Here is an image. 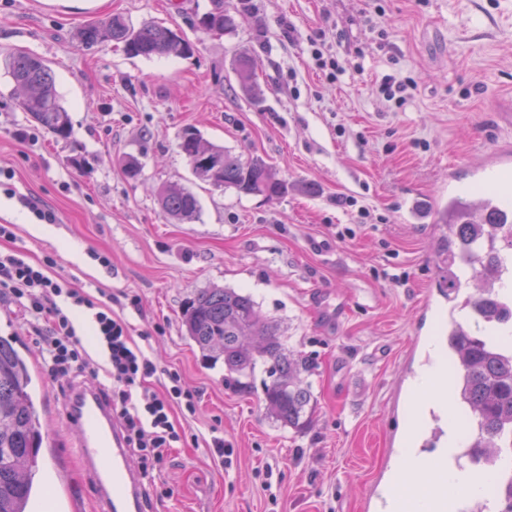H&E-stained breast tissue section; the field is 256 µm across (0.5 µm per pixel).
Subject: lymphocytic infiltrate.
<instances>
[{"label":"lymphocytic infiltrate","mask_w":512,"mask_h":512,"mask_svg":"<svg viewBox=\"0 0 512 512\" xmlns=\"http://www.w3.org/2000/svg\"><path fill=\"white\" fill-rule=\"evenodd\" d=\"M2 294L22 303L40 338L45 367L54 377L97 370L68 311L59 306V299L93 310L96 336L108 365L103 394L112 406V416L123 430L128 447L138 455L142 472L160 466L169 449L182 439L170 419L174 407H195L196 396L182 387L179 374L169 373L164 391L150 390L146 380L157 367L141 347L132 344L128 324L110 312L96 310L92 300L67 288L64 281L51 280L40 267L23 258L0 256Z\"/></svg>","instance_id":"f902f5d3"}]
</instances>
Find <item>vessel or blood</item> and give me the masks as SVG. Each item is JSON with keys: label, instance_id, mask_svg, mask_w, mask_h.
<instances>
[{"label": "vessel or blood", "instance_id": "obj_1", "mask_svg": "<svg viewBox=\"0 0 512 512\" xmlns=\"http://www.w3.org/2000/svg\"><path fill=\"white\" fill-rule=\"evenodd\" d=\"M466 172L477 185H512V145L499 146ZM453 219L459 224H512V207L489 195L455 213ZM310 296L323 320H340L343 310L329 290L318 287ZM458 309L457 301L440 292L430 296L420 310L411 363L396 400L409 417L405 428L389 435L391 447L400 452V466L375 483L365 503L367 512H417L421 499L432 512H483L479 498L462 488L449 491L442 480L449 459H469L470 451L459 448L447 453L446 408L436 397L425 399L415 390L422 372L433 364L436 348L446 345L449 329L458 326ZM67 420L76 431L77 452L94 476L101 512H147L141 473L132 466L124 437L96 389L82 388L71 395Z\"/></svg>", "mask_w": 512, "mask_h": 512}]
</instances>
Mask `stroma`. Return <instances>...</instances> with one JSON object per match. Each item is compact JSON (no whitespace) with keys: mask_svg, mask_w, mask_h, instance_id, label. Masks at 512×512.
Here are the masks:
<instances>
[{"mask_svg":"<svg viewBox=\"0 0 512 512\" xmlns=\"http://www.w3.org/2000/svg\"><path fill=\"white\" fill-rule=\"evenodd\" d=\"M236 33L197 19L213 0H0V253L53 258L49 277L110 307L156 363L163 390L176 370L196 410L173 421L189 439L151 472V512H365L392 464V405L414 325L445 256L428 225L409 223L414 197L437 196L449 166L512 141V0H251ZM119 13L196 44L188 57H128L112 42L87 48L85 25ZM385 20L372 30L365 14ZM343 74L320 67L315 50ZM51 67L72 133L55 140L32 122L4 60L16 52ZM253 60L260 99L239 88L233 59ZM360 68H351L353 60ZM410 79L403 108L385 101L384 76ZM245 157L265 158L291 185L274 202L197 180L178 149L184 129ZM143 166L123 173L125 156ZM189 188L197 219L171 221L159 187ZM355 206L337 207V197ZM57 215L39 221L34 208ZM317 249H310V242ZM109 256L103 265L101 256ZM348 305L320 325L308 292ZM252 296L286 348L314 360L313 423L302 434L266 413L262 393L225 385L204 360L181 311L204 288ZM0 336L28 351L43 419L39 466L58 512H98L91 475L66 418L69 384L47 373L23 311L0 299ZM232 447L222 460L212 436ZM270 490H263V483Z\"/></svg>","mask_w":512,"mask_h":512,"instance_id":"35a3bbf8","label":"stroma"}]
</instances>
